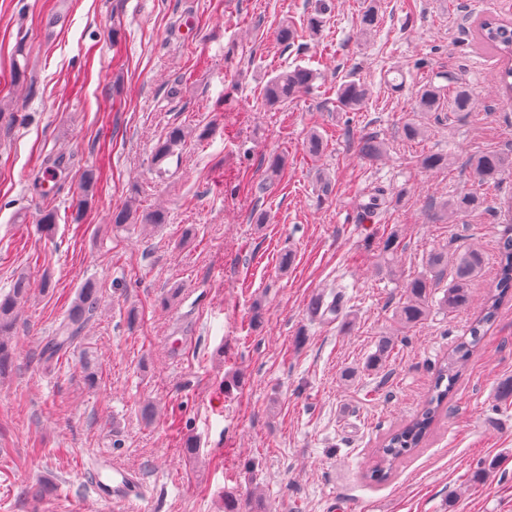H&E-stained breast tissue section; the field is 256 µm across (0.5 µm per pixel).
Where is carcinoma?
I'll list each match as a JSON object with an SVG mask.
<instances>
[{
  "label": "carcinoma",
  "mask_w": 512,
  "mask_h": 512,
  "mask_svg": "<svg viewBox=\"0 0 512 512\" xmlns=\"http://www.w3.org/2000/svg\"><path fill=\"white\" fill-rule=\"evenodd\" d=\"M329 9L328 0H317L314 9L307 18L308 30L316 34L321 31L324 15ZM482 37L500 55L508 61L502 67L500 84L502 94L512 95V23L489 22L482 29ZM312 69L296 66L271 77L264 88V98L270 107L288 103L298 93L307 90L316 80ZM450 83L455 85L452 96H447V87L425 84L417 91V109L421 112L441 113L443 107L457 114L469 110L476 101L474 90L458 78ZM367 95L365 85L349 75L336 87V107L343 112L359 109ZM187 138L184 128L175 126L169 130L165 139L155 148L154 165L159 177H164L167 170L162 164L177 155L183 149ZM382 150V142L377 136L368 135L359 142V152L365 157H375ZM449 155L446 153H429L422 156L420 165L432 171L448 166ZM475 178L483 184L499 181L506 171L512 169V155L509 153H487L468 161ZM96 171L87 169L81 174L79 182V199L76 204L75 218H80L87 205L88 195L97 184ZM484 203L483 198L473 192H464L439 203L436 215L440 219L458 216ZM166 213L161 209L145 211L140 209L136 194L132 193L123 206L112 214L113 226L120 228L127 224H138L142 230L157 228L166 223ZM499 269L494 289L487 294L479 314L466 329L470 339H461L448 353V360L440 367L433 392L422 404L414 417L402 428L391 433L376 449L375 461L366 477L373 482H383L391 474L393 463L410 455L422 447L432 433L433 427L452 392L459 377L460 367L473 352L489 328L494 324L501 307L512 300V227L506 226L499 240ZM428 272L409 279L404 286V299L399 303L396 317L400 324L413 326L422 321L428 312L429 301L435 288L444 278L446 271H451V280L441 299L443 307L455 311L467 307L472 288L476 285L484 266L483 254L474 248L460 252L453 262L441 252H432L426 259ZM29 281L21 277L16 280L12 291L0 297V374L4 373L12 359L11 336L15 326V310L29 294ZM100 289L93 279H88L80 286L75 304L64 320L55 329L53 335L46 338L40 359L50 362L63 355L84 333L85 328L99 308ZM343 313L341 296H336L329 303L319 301L311 312L324 320H334ZM392 341L387 337L379 339L377 350L371 355L368 367L382 369L385 367Z\"/></svg>",
  "instance_id": "1"
}]
</instances>
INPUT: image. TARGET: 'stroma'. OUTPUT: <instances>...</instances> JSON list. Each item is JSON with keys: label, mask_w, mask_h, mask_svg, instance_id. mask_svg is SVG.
I'll return each instance as SVG.
<instances>
[{"label": "stroma", "mask_w": 512, "mask_h": 512, "mask_svg": "<svg viewBox=\"0 0 512 512\" xmlns=\"http://www.w3.org/2000/svg\"><path fill=\"white\" fill-rule=\"evenodd\" d=\"M314 4L0 0V102L14 114L0 120V293L18 277L30 283L0 376V512H104L89 484L100 456L136 475L151 512H224L227 495L250 512H512V404L495 401L512 377V304L426 444L388 480L364 476L374 449L420 408L497 274L512 173L485 187L466 161L512 152V100L479 37L484 18L512 19V0H331L319 35L279 44V24L302 26ZM370 7L378 28L367 35ZM298 65L317 72L313 86L266 107V82ZM351 74L368 95L343 112L333 88ZM446 74L473 88L474 107L416 112L418 88ZM409 121L423 138L404 136ZM176 125L189 133L182 155L152 179L153 149ZM314 131L317 157L306 149ZM369 132L384 142L372 160L357 147ZM447 151L452 166L421 167L422 155ZM274 155L285 159L275 177ZM87 168L101 178L77 221ZM134 185L142 208L168 215L147 234L112 229ZM381 190L388 203L368 213ZM468 191L481 207L433 218L436 203ZM47 207L51 238L37 224ZM391 235L399 246L387 260ZM470 246L484 256L471 307L445 311L439 287L426 319L401 327L403 282L425 273L430 252ZM89 278L101 286L98 313L66 357L42 362ZM315 295L340 297L342 317L311 318ZM382 336L397 343L384 369L368 368Z\"/></svg>", "instance_id": "stroma-1"}]
</instances>
